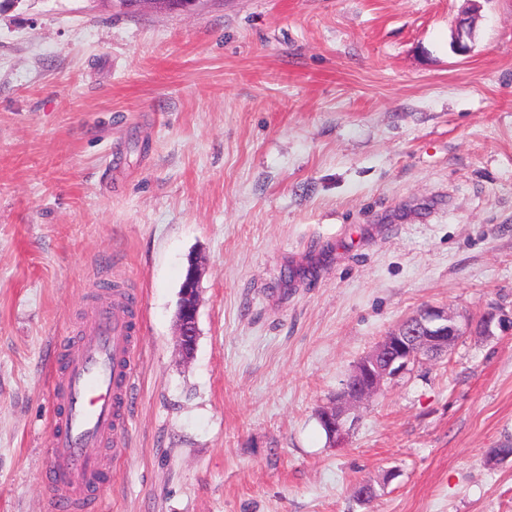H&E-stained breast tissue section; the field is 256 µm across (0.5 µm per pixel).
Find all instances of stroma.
<instances>
[{
    "label": "stroma",
    "mask_w": 512,
    "mask_h": 512,
    "mask_svg": "<svg viewBox=\"0 0 512 512\" xmlns=\"http://www.w3.org/2000/svg\"><path fill=\"white\" fill-rule=\"evenodd\" d=\"M467 7L0 0V512H49L48 368L103 278L138 351L104 512H512V0L461 56ZM428 306L495 322L333 443L320 410ZM187 278L180 289V301L176 312L178 347L182 356L192 357L198 335V311L201 268L191 260L187 267Z\"/></svg>",
    "instance_id": "obj_1"
}]
</instances>
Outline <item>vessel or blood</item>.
<instances>
[{"label":"vessel or blood","instance_id":"1","mask_svg":"<svg viewBox=\"0 0 512 512\" xmlns=\"http://www.w3.org/2000/svg\"><path fill=\"white\" fill-rule=\"evenodd\" d=\"M125 289L106 292L61 348L50 389L53 434L44 486L53 512H101L104 453L126 425L136 357Z\"/></svg>","mask_w":512,"mask_h":512}]
</instances>
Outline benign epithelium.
Here are the masks:
<instances>
[{"label":"benign epithelium","instance_id":"1","mask_svg":"<svg viewBox=\"0 0 512 512\" xmlns=\"http://www.w3.org/2000/svg\"><path fill=\"white\" fill-rule=\"evenodd\" d=\"M200 279L198 263L189 261L176 312L178 347L185 358L192 357L197 341ZM414 318L410 333L393 330L361 359L336 400L321 412L320 422L330 439L344 438L357 420L355 411L360 403L378 395L385 384L410 366L448 352L471 326L468 319L462 320L440 307H426Z\"/></svg>","mask_w":512,"mask_h":512}]
</instances>
